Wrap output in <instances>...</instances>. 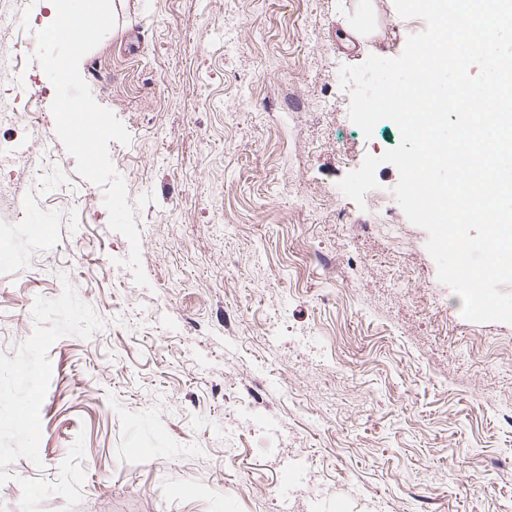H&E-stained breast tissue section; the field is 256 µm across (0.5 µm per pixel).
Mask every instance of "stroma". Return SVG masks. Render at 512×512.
Returning <instances> with one entry per match:
<instances>
[{
  "label": "stroma",
  "mask_w": 512,
  "mask_h": 512,
  "mask_svg": "<svg viewBox=\"0 0 512 512\" xmlns=\"http://www.w3.org/2000/svg\"><path fill=\"white\" fill-rule=\"evenodd\" d=\"M364 6L389 57L425 28L393 0H113L82 76L129 134L109 144L129 201L155 196L135 215L145 288L56 134L31 52L49 10L16 0L22 66L0 81L39 120L0 146L40 184L0 209V354L66 280L105 325L50 347L41 462L8 473L56 482L80 435L74 512H280L301 487L296 512H512V324L462 316L394 165L363 203L338 188L401 138L349 118Z\"/></svg>",
  "instance_id": "obj_1"
}]
</instances>
